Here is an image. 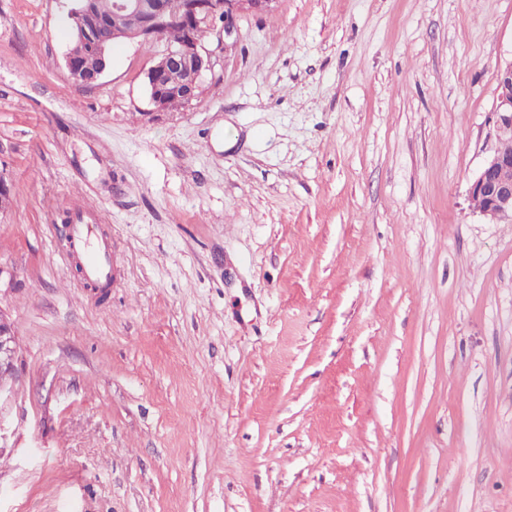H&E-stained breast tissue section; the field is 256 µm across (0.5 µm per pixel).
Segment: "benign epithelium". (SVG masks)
Segmentation results:
<instances>
[{"instance_id":"7a95c632","label":"benign epithelium","mask_w":512,"mask_h":512,"mask_svg":"<svg viewBox=\"0 0 512 512\" xmlns=\"http://www.w3.org/2000/svg\"><path fill=\"white\" fill-rule=\"evenodd\" d=\"M277 0H114L110 23L121 25L125 14L137 12L144 18L143 25L129 35L132 40H154L156 30L165 24L177 23L186 30L184 40L168 45L146 73V87L150 103L157 110L169 108L168 100L175 97L187 104L197 97L201 78L213 68L211 57L203 54L201 45L194 39L197 27L221 24L224 40L238 34V19L244 13L260 14L273 8ZM76 21L75 39L65 54V66L70 78L77 85L97 81L105 71L89 76L79 63L85 54L105 59L106 41L94 37L88 26L76 20L75 11L68 12ZM497 147L484 162L470 184V198H480L483 205L478 211L487 220L498 222L512 219V181L503 172L512 169V59L497 70V97L493 112ZM17 360L16 340L11 323L0 312V381L13 374Z\"/></svg>"}]
</instances>
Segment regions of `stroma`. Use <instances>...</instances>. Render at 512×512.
<instances>
[{
    "instance_id": "stroma-1",
    "label": "stroma",
    "mask_w": 512,
    "mask_h": 512,
    "mask_svg": "<svg viewBox=\"0 0 512 512\" xmlns=\"http://www.w3.org/2000/svg\"><path fill=\"white\" fill-rule=\"evenodd\" d=\"M0 0V512H512V0H277L189 104ZM97 225L106 301L59 240ZM75 13L76 11L74 10H69L68 12L69 17L74 20L76 26L72 25L75 30V39L72 41L65 54V66L70 78L75 84L87 85L97 81L105 71L107 43L103 38H95L94 33L89 30L87 25L78 20ZM85 54H94L99 57L102 62L98 72L94 73L92 76L87 75L81 65L86 69L94 70L98 66V60L93 56H87L81 59L80 65L79 59ZM494 132L497 147L484 162L481 170L470 184L469 196L482 199L483 205L476 207L481 215L491 222L505 218L512 220V181L503 177V172L512 169V59L501 64L497 70V97L493 112ZM17 360L16 340L11 323L0 311V386L2 380L13 374Z\"/></svg>"
}]
</instances>
